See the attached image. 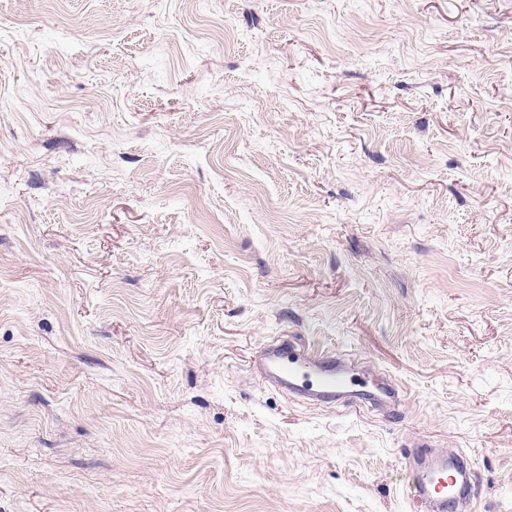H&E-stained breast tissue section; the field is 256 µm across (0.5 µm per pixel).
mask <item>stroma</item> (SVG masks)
<instances>
[{
	"instance_id": "1",
	"label": "stroma",
	"mask_w": 512,
	"mask_h": 512,
	"mask_svg": "<svg viewBox=\"0 0 512 512\" xmlns=\"http://www.w3.org/2000/svg\"><path fill=\"white\" fill-rule=\"evenodd\" d=\"M418 441L512 512V0H0V512H426ZM263 357L266 377L305 396L335 400L336 393H345L358 383L349 372L336 367L334 357L316 362L301 358L293 349L282 346H269Z\"/></svg>"
}]
</instances>
